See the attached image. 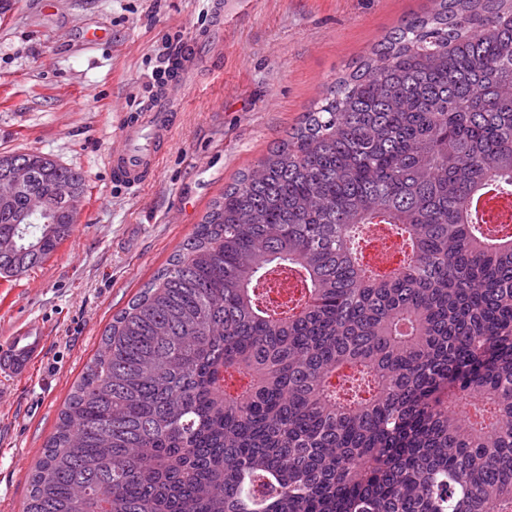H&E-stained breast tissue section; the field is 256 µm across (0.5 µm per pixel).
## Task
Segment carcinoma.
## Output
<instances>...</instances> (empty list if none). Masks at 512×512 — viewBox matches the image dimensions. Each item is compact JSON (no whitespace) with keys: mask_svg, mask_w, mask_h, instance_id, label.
<instances>
[{"mask_svg":"<svg viewBox=\"0 0 512 512\" xmlns=\"http://www.w3.org/2000/svg\"><path fill=\"white\" fill-rule=\"evenodd\" d=\"M0 207V275L69 235ZM512 0L401 20L109 324L29 476L23 512H512ZM406 247L381 273L362 229ZM298 287L278 299L266 276ZM490 221L494 227L503 229L505 233H512V198L500 197L493 204L486 207Z\"/></svg>","mask_w":512,"mask_h":512,"instance_id":"1","label":"carcinoma"}]
</instances>
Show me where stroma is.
<instances>
[{"instance_id": "obj_1", "label": "stroma", "mask_w": 512, "mask_h": 512, "mask_svg": "<svg viewBox=\"0 0 512 512\" xmlns=\"http://www.w3.org/2000/svg\"><path fill=\"white\" fill-rule=\"evenodd\" d=\"M214 3L17 0L0 15V153L39 152L86 178L57 251L0 277V350L27 325L46 337L25 377L0 374V512H22L28 475L113 316L328 83L432 0H231L221 50L201 48L154 179L115 184L106 158L123 119L158 88L166 42L203 33Z\"/></svg>"}]
</instances>
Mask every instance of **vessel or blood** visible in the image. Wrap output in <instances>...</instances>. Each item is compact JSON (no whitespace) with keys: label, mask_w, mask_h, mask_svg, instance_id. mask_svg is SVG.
Segmentation results:
<instances>
[{"label":"vessel or blood","mask_w":512,"mask_h":512,"mask_svg":"<svg viewBox=\"0 0 512 512\" xmlns=\"http://www.w3.org/2000/svg\"><path fill=\"white\" fill-rule=\"evenodd\" d=\"M198 63L194 53L175 59L165 86L156 91L134 117L124 122L121 145L108 159L116 183L137 189L154 178L158 162L169 151L180 121L182 85ZM43 341V336L35 329L23 330L13 337L6 353L0 354V368L15 376H25L41 351Z\"/></svg>","instance_id":"b4317fda"}]
</instances>
